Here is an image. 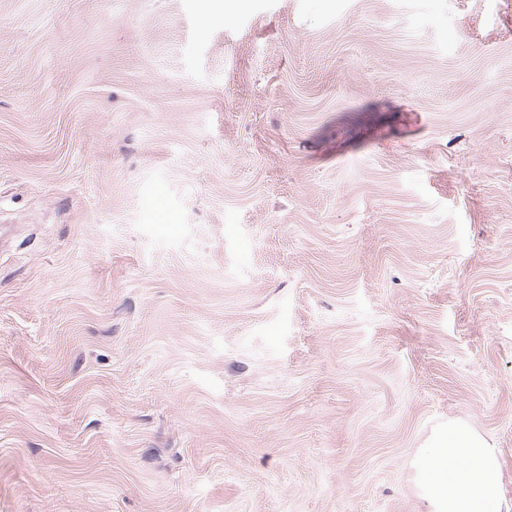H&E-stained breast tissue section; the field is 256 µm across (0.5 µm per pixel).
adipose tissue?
Segmentation results:
<instances>
[{"label":"adipose tissue","instance_id":"ef3b65f1","mask_svg":"<svg viewBox=\"0 0 512 512\" xmlns=\"http://www.w3.org/2000/svg\"><path fill=\"white\" fill-rule=\"evenodd\" d=\"M422 466L442 512H489L501 500L495 452L468 429L449 428L425 454Z\"/></svg>","mask_w":512,"mask_h":512}]
</instances>
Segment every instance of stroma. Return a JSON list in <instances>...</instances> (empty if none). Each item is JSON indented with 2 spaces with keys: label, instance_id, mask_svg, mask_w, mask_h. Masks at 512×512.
I'll return each instance as SVG.
<instances>
[{
  "label": "stroma",
  "instance_id": "1",
  "mask_svg": "<svg viewBox=\"0 0 512 512\" xmlns=\"http://www.w3.org/2000/svg\"><path fill=\"white\" fill-rule=\"evenodd\" d=\"M0 512L512 506V0H0ZM443 512L500 511L494 448L466 428H448L422 459ZM492 503L495 510H489Z\"/></svg>",
  "mask_w": 512,
  "mask_h": 512
}]
</instances>
